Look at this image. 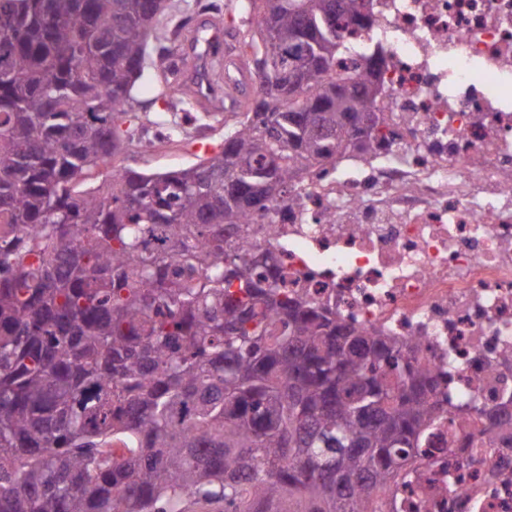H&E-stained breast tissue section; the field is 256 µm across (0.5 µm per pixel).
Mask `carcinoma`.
<instances>
[{
    "mask_svg": "<svg viewBox=\"0 0 512 512\" xmlns=\"http://www.w3.org/2000/svg\"><path fill=\"white\" fill-rule=\"evenodd\" d=\"M364 2L239 0L267 70L224 147L85 192L137 86L182 94L147 64L164 0H0V512H376L463 426L397 343L246 251L301 175L383 147L379 84L336 68Z\"/></svg>",
    "mask_w": 512,
    "mask_h": 512,
    "instance_id": "carcinoma-1",
    "label": "carcinoma"
}]
</instances>
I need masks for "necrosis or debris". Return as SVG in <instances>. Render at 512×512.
I'll use <instances>...</instances> for the list:
<instances>
[{
    "mask_svg": "<svg viewBox=\"0 0 512 512\" xmlns=\"http://www.w3.org/2000/svg\"><path fill=\"white\" fill-rule=\"evenodd\" d=\"M389 146L296 184L273 245L300 294L395 339L469 425L382 512H512V448L481 406L512 410V0H373Z\"/></svg>",
    "mask_w": 512,
    "mask_h": 512,
    "instance_id": "4bbe7bcc",
    "label": "necrosis or debris"
}]
</instances>
